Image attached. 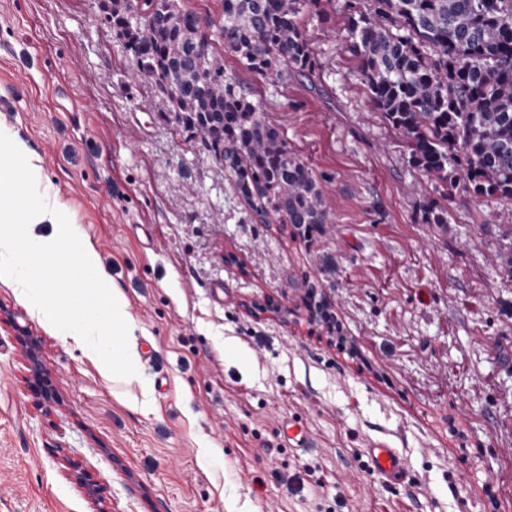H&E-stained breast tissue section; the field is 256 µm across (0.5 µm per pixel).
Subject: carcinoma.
<instances>
[{
  "label": "carcinoma",
  "instance_id": "cac0c4a2",
  "mask_svg": "<svg viewBox=\"0 0 512 512\" xmlns=\"http://www.w3.org/2000/svg\"><path fill=\"white\" fill-rule=\"evenodd\" d=\"M345 0L353 74L403 139L411 164L442 190L419 204L424 224L448 223V198L512 203V0ZM108 20L139 81L167 100L175 123L229 161L237 192L260 222L291 226L307 244L330 223L320 176L266 120L213 44L259 78L316 73L303 17L325 0H221L201 15L179 0H109Z\"/></svg>",
  "mask_w": 512,
  "mask_h": 512
}]
</instances>
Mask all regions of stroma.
<instances>
[{
	"mask_svg": "<svg viewBox=\"0 0 512 512\" xmlns=\"http://www.w3.org/2000/svg\"><path fill=\"white\" fill-rule=\"evenodd\" d=\"M304 18L317 78L249 91L323 175L332 222L312 244L252 219L221 164L132 79L101 0H0V123L42 158L136 329L131 382L101 374L13 288L0 308L41 346L64 403L45 419L0 325V512H89L61 445L107 485L114 512H512V276L496 260L502 203L464 193L424 224L425 182L353 76L343 0ZM325 289L342 323L310 320ZM275 296L290 314L257 318ZM300 422L308 445L282 427ZM405 476L371 473L370 443Z\"/></svg>",
	"mask_w": 512,
	"mask_h": 512,
	"instance_id": "1",
	"label": "stroma"
}]
</instances>
